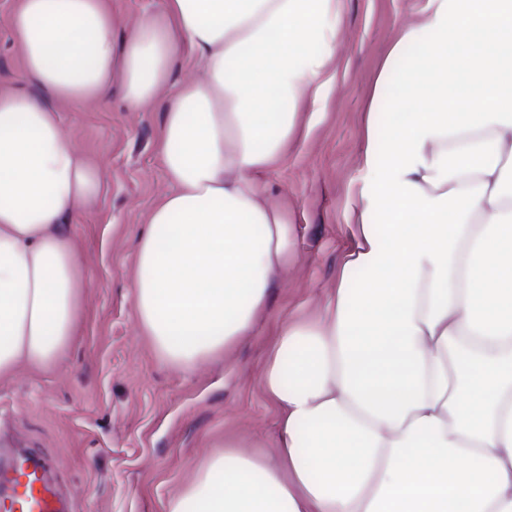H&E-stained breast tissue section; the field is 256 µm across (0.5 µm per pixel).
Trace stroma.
<instances>
[{
	"label": "stroma",
	"instance_id": "obj_1",
	"mask_svg": "<svg viewBox=\"0 0 512 512\" xmlns=\"http://www.w3.org/2000/svg\"><path fill=\"white\" fill-rule=\"evenodd\" d=\"M0 0V83L19 84ZM426 0H343L328 106L300 126L284 161L265 177L273 204L295 226L291 265L254 335L193 374L160 364L136 322L130 278L151 204L171 186L158 161L161 111H132L113 89L107 104L59 108L74 148L98 165L106 190L69 228L88 278L80 340L59 367L20 370L0 383V447L36 448L71 512H163L201 460L225 442L274 454L276 412L259 383L284 318L312 317L355 246L366 112L403 22Z\"/></svg>",
	"mask_w": 512,
	"mask_h": 512
}]
</instances>
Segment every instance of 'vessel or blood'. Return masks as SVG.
Segmentation results:
<instances>
[{
    "label": "vessel or blood",
    "mask_w": 512,
    "mask_h": 512,
    "mask_svg": "<svg viewBox=\"0 0 512 512\" xmlns=\"http://www.w3.org/2000/svg\"><path fill=\"white\" fill-rule=\"evenodd\" d=\"M41 455L0 451V512H69L60 489L47 476Z\"/></svg>",
    "instance_id": "1"
}]
</instances>
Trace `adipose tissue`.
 <instances>
[{
	"label": "adipose tissue",
	"mask_w": 512,
	"mask_h": 512,
	"mask_svg": "<svg viewBox=\"0 0 512 512\" xmlns=\"http://www.w3.org/2000/svg\"><path fill=\"white\" fill-rule=\"evenodd\" d=\"M342 0H15L24 84L0 87V382L57 367L86 273L67 224L102 193L58 108L163 103L171 185L140 232L136 320L190 374L253 335L293 226L264 178L335 82ZM198 81L173 84L177 65ZM355 249L316 318L286 320L261 386L276 461L210 454L163 512H512V0H426L375 82ZM160 0H112V20L118 34L132 30L147 14L157 9Z\"/></svg>",
	"instance_id": "1"
}]
</instances>
